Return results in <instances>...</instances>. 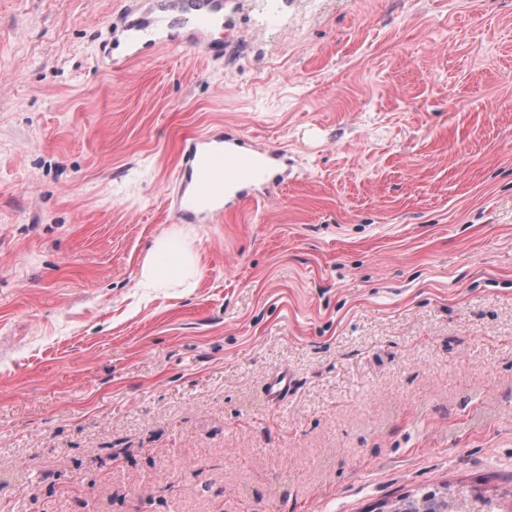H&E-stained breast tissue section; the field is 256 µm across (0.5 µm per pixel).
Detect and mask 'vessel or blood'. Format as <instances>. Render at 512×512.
<instances>
[{"mask_svg":"<svg viewBox=\"0 0 512 512\" xmlns=\"http://www.w3.org/2000/svg\"><path fill=\"white\" fill-rule=\"evenodd\" d=\"M179 6L191 25L184 42L201 43L204 35L224 22V0H179ZM123 12L128 18L124 28L131 50L159 42L176 47L183 42L171 35L161 36L154 18L135 17L129 2ZM283 162L281 153L250 148L235 133L185 139L179 156L182 188L176 197V211L190 224L216 223L224 214L238 210L244 201L283 184ZM293 386L290 374L271 377L266 390L268 402L283 401Z\"/></svg>","mask_w":512,"mask_h":512,"instance_id":"obj_1","label":"vessel or blood"}]
</instances>
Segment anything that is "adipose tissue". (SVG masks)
<instances>
[{"instance_id": "obj_1", "label": "adipose tissue", "mask_w": 512, "mask_h": 512, "mask_svg": "<svg viewBox=\"0 0 512 512\" xmlns=\"http://www.w3.org/2000/svg\"><path fill=\"white\" fill-rule=\"evenodd\" d=\"M198 272L196 257L189 243L171 236L157 238L143 261L137 285L151 291L171 284L187 283Z\"/></svg>"}]
</instances>
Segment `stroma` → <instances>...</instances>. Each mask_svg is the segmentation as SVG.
I'll use <instances>...</instances> for the list:
<instances>
[{"label":"stroma","mask_w":512,"mask_h":512,"mask_svg":"<svg viewBox=\"0 0 512 512\" xmlns=\"http://www.w3.org/2000/svg\"><path fill=\"white\" fill-rule=\"evenodd\" d=\"M120 7L0 0V512L511 508L512 0H227L112 73ZM227 128L288 181L182 223ZM165 233L200 275L149 293ZM293 386L294 379L289 373H280L271 377L266 390L268 402L276 404L283 401ZM386 512H452L454 508L448 507V498L440 495V491H422L419 495H407L401 497L396 503L391 504Z\"/></svg>","instance_id":"stroma-1"}]
</instances>
